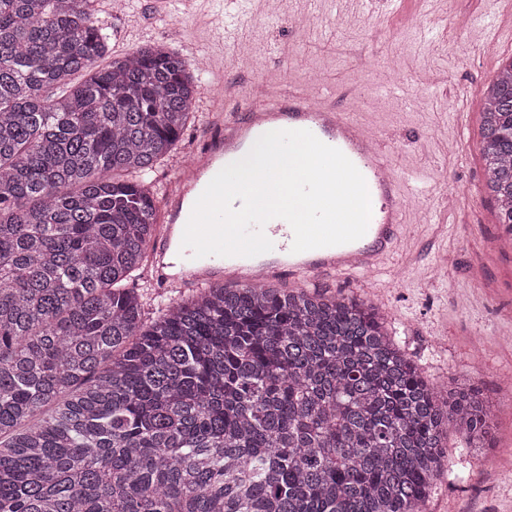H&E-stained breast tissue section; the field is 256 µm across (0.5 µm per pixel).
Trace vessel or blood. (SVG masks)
Here are the masks:
<instances>
[{
  "label": "vessel or blood",
  "mask_w": 512,
  "mask_h": 512,
  "mask_svg": "<svg viewBox=\"0 0 512 512\" xmlns=\"http://www.w3.org/2000/svg\"><path fill=\"white\" fill-rule=\"evenodd\" d=\"M224 21L221 36L240 47L236 32L247 11L246 0H208ZM252 95L258 103L246 112L231 114L224 110L223 97L207 94L208 126L211 136L194 154L192 162L180 164L178 176L164 203L166 224L153 246L151 262L155 277L173 288L219 280L239 286L255 285L257 277L271 279L282 275L304 280L313 274L364 275L380 269L385 255L401 251L405 258L418 252V243L403 224L406 191L395 174L390 158L379 141L367 140V127L354 113L336 107L325 97H314L307 87L279 85L275 94L263 91L255 82ZM282 129H303L326 145L339 149L363 175L371 199L372 215L365 235L353 242L292 252L293 230L281 218L268 221L263 232L277 253H287V261H269L260 257H194L192 249L175 244L170 225L187 223L192 213L190 202L198 198L211 180V174L223 167L229 153H244L251 141L271 123Z\"/></svg>",
  "instance_id": "obj_1"
}]
</instances>
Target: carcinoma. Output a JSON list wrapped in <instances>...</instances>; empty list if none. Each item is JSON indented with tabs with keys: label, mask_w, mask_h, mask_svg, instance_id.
<instances>
[{
	"label": "carcinoma",
	"mask_w": 512,
	"mask_h": 512,
	"mask_svg": "<svg viewBox=\"0 0 512 512\" xmlns=\"http://www.w3.org/2000/svg\"><path fill=\"white\" fill-rule=\"evenodd\" d=\"M96 2L0 0V512H421L448 429L492 439L479 385L438 400L353 297L217 283L150 317L128 287L198 75L165 41L101 64ZM480 143L512 226V60Z\"/></svg>",
	"instance_id": "obj_1"
}]
</instances>
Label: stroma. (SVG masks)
I'll return each mask as SVG.
<instances>
[{"mask_svg":"<svg viewBox=\"0 0 512 512\" xmlns=\"http://www.w3.org/2000/svg\"><path fill=\"white\" fill-rule=\"evenodd\" d=\"M149 0H127L121 14L102 10L110 27L113 55L135 47L126 35L132 17ZM305 0H292L290 14L263 22L252 9L246 37L264 61L219 42L217 24L172 13L158 21L153 40L181 27L195 43L197 59L223 56L229 105L252 103L240 75L272 83L316 84L337 106L358 114L383 142L411 195L405 223L419 232L416 260L387 258L382 271L359 278L322 275L308 289L342 294L375 306L399 347L436 392L455 378L480 384L496 421L494 447H468L449 430L444 474L435 482L423 512H512V257L493 247L496 216L485 192L480 155V112L486 87L502 59L512 57V36L502 35L495 54L484 51V27L492 0H397L394 14L368 9L334 20L327 0L316 8L310 28H297ZM413 16L415 25L404 24ZM173 156L154 175L156 195L171 187L180 160L204 144V99ZM467 193L466 205L448 210V190Z\"/></svg>","mask_w":512,"mask_h":512,"instance_id":"obj_1","label":"stroma"}]
</instances>
